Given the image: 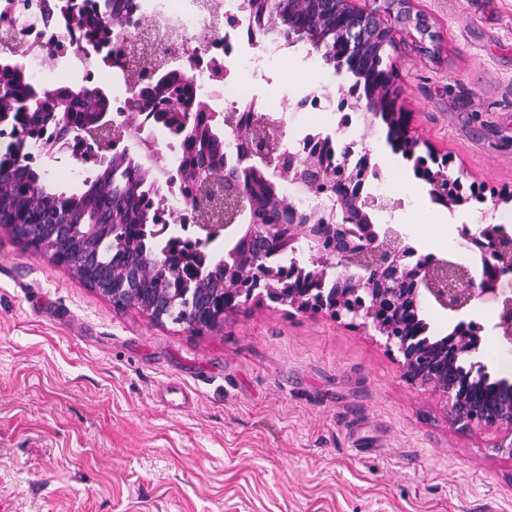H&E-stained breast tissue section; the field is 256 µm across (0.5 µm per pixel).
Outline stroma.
<instances>
[{"label": "stroma", "mask_w": 512, "mask_h": 512, "mask_svg": "<svg viewBox=\"0 0 512 512\" xmlns=\"http://www.w3.org/2000/svg\"><path fill=\"white\" fill-rule=\"evenodd\" d=\"M438 39L397 34L387 62L419 155L477 189L436 223L431 187L387 126L362 129L409 189L403 230L451 254L512 195V0H413ZM478 355L512 379L495 307ZM503 430L462 428L409 384L373 328L250 301L194 332L119 310L0 226V474L15 512H512Z\"/></svg>", "instance_id": "35a3bbf8"}]
</instances>
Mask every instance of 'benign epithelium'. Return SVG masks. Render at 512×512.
I'll use <instances>...</instances> for the list:
<instances>
[{
	"label": "benign epithelium",
	"mask_w": 512,
	"mask_h": 512,
	"mask_svg": "<svg viewBox=\"0 0 512 512\" xmlns=\"http://www.w3.org/2000/svg\"><path fill=\"white\" fill-rule=\"evenodd\" d=\"M325 9L336 10V24L342 34L336 51L356 57L358 40L354 37L349 18L359 17V23L368 27L373 37L386 42L392 38V25L410 27L416 22L415 12L409 17L395 18L394 12H370L352 5L351 0H322ZM392 78L385 74L380 88L385 95L388 120L399 131L402 142L410 151H416L420 140L408 129L405 113L399 111L397 98L390 91ZM183 140L192 141L198 132V119L190 112L180 114ZM261 122L243 123L240 133L246 144L244 161L252 167H264L283 179L311 185L312 180L322 183L333 181L338 204L363 203V206L388 210L387 200L370 199L363 194L364 185L355 171L333 172L309 155L304 160L275 155L270 145L261 140ZM114 129L112 115L96 112L87 119L86 127L78 137L91 135L101 149L107 140L98 137ZM425 180L431 186L433 197L448 206L466 201L464 187L448 174V164L442 163L436 171L429 170ZM206 181L224 192V201L235 202L242 208L247 200L245 183L240 178L224 176V165L214 164L206 169ZM288 209V234L283 224H199L196 238L207 248L217 239L236 242L234 249L224 252V277L229 287L220 294H211L204 284H198L195 317L188 328L196 331L216 329L224 324V313L251 301L269 300L287 305L298 312L324 313L332 318L343 316L362 320L386 338L388 348H396L400 355L403 377L412 385L428 387L448 399L456 422L464 427L480 425L507 428L512 431V380L492 379L486 367L469 362L478 351L481 337L468 332L467 314L476 303L490 304L498 310L495 328L501 342L512 347V290L499 285L500 276L512 270V236L491 231L470 232L462 235L469 243L467 262L448 257L432 256L429 260L416 259L417 251L408 242L397 224H326L311 223V218L299 213L293 205ZM51 234L35 239L29 245L42 247L51 253L59 265L76 264L93 282L106 283L115 272L100 264L98 247L88 243L75 254L72 251V231L69 224L49 225ZM274 242H284L287 248H305L317 272L303 288L284 286L279 266L262 260L260 268L242 273L240 268L255 252L259 255ZM163 261L145 258L124 273L120 287L112 289V306H137L144 285L156 275ZM336 269L335 287L320 286L327 269ZM444 313L454 321L452 330L444 336L430 333L425 318L424 304ZM169 297L162 290L153 292L148 313L157 321L164 319Z\"/></svg>",
	"instance_id": "7a95c632"
}]
</instances>
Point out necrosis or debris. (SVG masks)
Segmentation results:
<instances>
[{"mask_svg":"<svg viewBox=\"0 0 512 512\" xmlns=\"http://www.w3.org/2000/svg\"><path fill=\"white\" fill-rule=\"evenodd\" d=\"M125 22L113 28L112 11ZM206 39H198V32ZM0 58L22 72L28 87L41 93L100 90L112 114L128 111L134 95L155 97L157 105L177 98L187 111L202 114L218 131L224 170L241 165L242 146L224 115L266 114L283 132L281 152L301 158L309 146L327 140L325 130L302 120L305 112H326L333 105L327 92L329 74L316 69L287 111V87L278 77L288 60L285 40L274 33L258 35L248 0H0ZM32 159L76 157L81 166L52 171L48 177L81 190L92 172L107 160L89 140L63 134L46 124L26 135ZM114 154L149 172L154 186L147 199L160 224L195 221L194 192L181 171L197 155L152 114L121 127L112 142ZM283 199L299 211L330 216L336 198L293 181L280 184Z\"/></svg>","mask_w":512,"mask_h":512,"instance_id":"1","label":"necrosis or debris"}]
</instances>
